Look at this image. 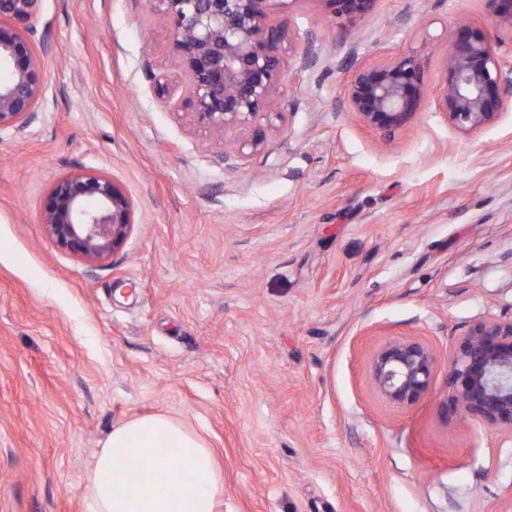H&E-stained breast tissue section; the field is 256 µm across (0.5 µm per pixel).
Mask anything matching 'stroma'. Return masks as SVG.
<instances>
[{"label":"stroma","mask_w":512,"mask_h":512,"mask_svg":"<svg viewBox=\"0 0 512 512\" xmlns=\"http://www.w3.org/2000/svg\"><path fill=\"white\" fill-rule=\"evenodd\" d=\"M280 17L281 112L238 156L190 123L149 0H41L46 93L0 133V512H86L95 452L154 412L208 440L224 512H512V436L447 411L445 370L409 408L369 377L387 340L443 362L512 317V102L467 135L434 96L461 21L512 81V26L492 0H378L346 28L326 0ZM396 53L426 61L432 94L387 143L341 101L358 65ZM78 169L134 204L104 263L40 220Z\"/></svg>","instance_id":"1"}]
</instances>
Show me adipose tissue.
I'll list each match as a JSON object with an SVG mask.
<instances>
[{
	"mask_svg": "<svg viewBox=\"0 0 512 512\" xmlns=\"http://www.w3.org/2000/svg\"><path fill=\"white\" fill-rule=\"evenodd\" d=\"M161 447L167 456L158 455ZM86 498L88 512H224V475L200 434L154 413L113 427Z\"/></svg>",
	"mask_w": 512,
	"mask_h": 512,
	"instance_id": "1",
	"label": "adipose tissue"
}]
</instances>
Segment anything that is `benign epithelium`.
I'll list each match as a JSON object with an SVG mask.
<instances>
[{"label":"benign epithelium","mask_w":512,"mask_h":512,"mask_svg":"<svg viewBox=\"0 0 512 512\" xmlns=\"http://www.w3.org/2000/svg\"><path fill=\"white\" fill-rule=\"evenodd\" d=\"M287 0H151L171 25L172 57L188 78L183 109L190 121L257 150L261 117L278 114L277 90L285 68L279 45L287 36L275 9ZM334 20L353 26L379 0H325ZM39 0H0V132L20 131L35 118L45 96L43 58L21 24ZM430 92L423 61L413 54L361 65L347 81L342 106L367 127L390 137L413 122ZM512 99L495 45L469 25L455 29L444 80L437 93L448 122L466 134L480 132ZM49 236L71 252L104 261L126 239L133 204L110 176L80 169L52 186L42 212ZM439 368L431 346L415 338L391 339L374 353L371 383L387 402L411 407L430 390ZM450 407L463 418L512 435V319L476 324L448 356Z\"/></svg>","instance_id":"1"}]
</instances>
